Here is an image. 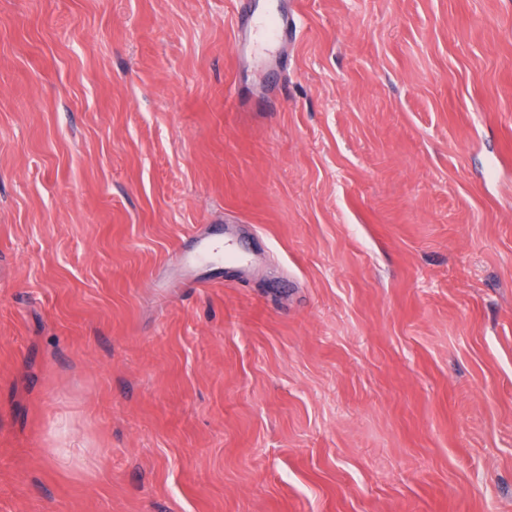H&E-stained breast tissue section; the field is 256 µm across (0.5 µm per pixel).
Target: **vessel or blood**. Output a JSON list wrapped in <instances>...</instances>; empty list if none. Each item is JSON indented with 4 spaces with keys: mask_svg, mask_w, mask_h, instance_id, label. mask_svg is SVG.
<instances>
[{
    "mask_svg": "<svg viewBox=\"0 0 512 512\" xmlns=\"http://www.w3.org/2000/svg\"><path fill=\"white\" fill-rule=\"evenodd\" d=\"M238 37L240 41L257 50H267L287 41L295 31V20L290 10L264 11L258 0H238ZM228 247L223 239L201 238L185 247L178 258L182 268L223 257Z\"/></svg>",
    "mask_w": 512,
    "mask_h": 512,
    "instance_id": "vessel-or-blood-1",
    "label": "vessel or blood"
}]
</instances>
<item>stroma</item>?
I'll return each mask as SVG.
<instances>
[{"mask_svg":"<svg viewBox=\"0 0 512 512\" xmlns=\"http://www.w3.org/2000/svg\"><path fill=\"white\" fill-rule=\"evenodd\" d=\"M297 2L0 0V512H512V0ZM238 4L239 41L256 50H269L295 32L294 15L288 8L267 13L257 0H238ZM224 254L233 256L237 263L246 262L243 255L229 249L227 244L225 245L224 239L210 240L204 237L185 247L178 257V263L182 268L188 269L200 262L223 258Z\"/></svg>","mask_w":512,"mask_h":512,"instance_id":"1","label":"stroma"}]
</instances>
